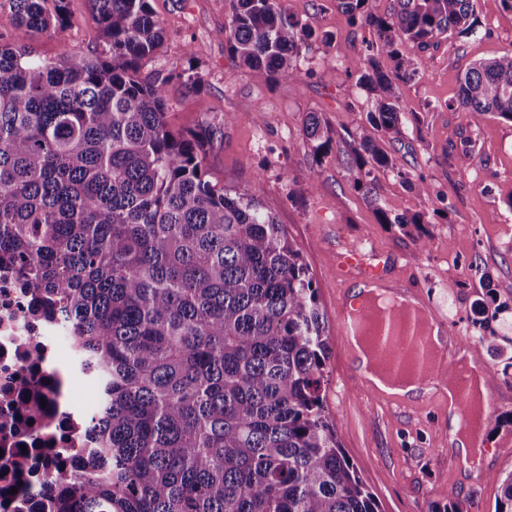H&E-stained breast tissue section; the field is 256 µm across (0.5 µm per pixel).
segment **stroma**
I'll list each match as a JSON object with an SVG mask.
<instances>
[{"instance_id": "obj_1", "label": "stroma", "mask_w": 512, "mask_h": 512, "mask_svg": "<svg viewBox=\"0 0 512 512\" xmlns=\"http://www.w3.org/2000/svg\"><path fill=\"white\" fill-rule=\"evenodd\" d=\"M149 3L166 41L141 61L139 77L191 67L197 86L176 80L166 88L169 128L187 136L220 130V138L203 144L207 179L261 201L307 264L328 346L325 405L381 512H447L457 502L464 512H496L500 487L512 473V122L489 116L476 124L448 104L475 62L512 53V12L500 0H475L473 34H455L424 50L406 46L417 75L401 84L400 96L421 122L381 137L396 168L372 173L368 198L335 156L315 165L304 135L312 114L332 135L365 118L367 95L343 61L367 54L373 36L352 24L336 0H283L291 15L326 39L302 44L297 79L273 82L252 76L220 37L231 0ZM70 8V27L57 33L31 37L6 11L0 31L11 41L34 43L47 59L64 45L105 53L86 0H71ZM418 179L429 185V195L410 190ZM435 196L442 200L437 208ZM379 206L407 217L423 214L432 233L428 247L419 248L409 231L378 223ZM355 247L386 264V286H416L424 310L448 318L451 357L469 356L489 375L488 411L500 421L484 426L473 471L464 472L449 443L442 388L407 400L400 414L359 371L339 320L359 281L336 274L340 254ZM490 287L499 308L481 330L474 309Z\"/></svg>"}]
</instances>
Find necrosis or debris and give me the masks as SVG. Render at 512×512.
Wrapping results in <instances>:
<instances>
[{
    "instance_id": "4bbe7bcc",
    "label": "necrosis or debris",
    "mask_w": 512,
    "mask_h": 512,
    "mask_svg": "<svg viewBox=\"0 0 512 512\" xmlns=\"http://www.w3.org/2000/svg\"><path fill=\"white\" fill-rule=\"evenodd\" d=\"M62 330L32 289L0 268V512H49L53 472L92 446L58 364Z\"/></svg>"
}]
</instances>
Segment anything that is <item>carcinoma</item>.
Returning a JSON list of instances; mask_svg holds the SVG:
<instances>
[{
    "label": "carcinoma",
    "mask_w": 512,
    "mask_h": 512,
    "mask_svg": "<svg viewBox=\"0 0 512 512\" xmlns=\"http://www.w3.org/2000/svg\"><path fill=\"white\" fill-rule=\"evenodd\" d=\"M69 2L0 9L40 35L71 24ZM88 3L107 56L44 59L0 33V259L99 389L95 448L53 473V512H380L323 403L326 337L299 251L257 199L205 179L198 139L169 129L166 85L184 72L139 79L164 41L148 0ZM339 4L374 37L375 53L346 62L368 107L345 164L370 196L372 171L395 170L379 135L420 123L400 98L416 74L404 45L472 31L474 0H396L383 16ZM219 36L268 81L299 74L313 32L279 0H231ZM453 106L512 121V55L468 69ZM305 137L322 163L332 138L314 114ZM377 212L429 245L422 215ZM497 512H512V474Z\"/></svg>",
    "instance_id": "cac0c4a2"
}]
</instances>
